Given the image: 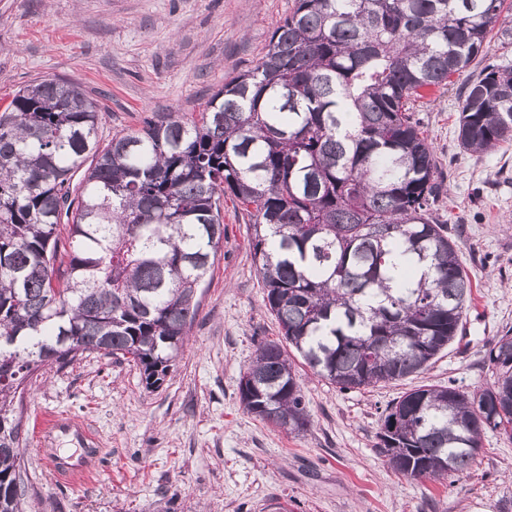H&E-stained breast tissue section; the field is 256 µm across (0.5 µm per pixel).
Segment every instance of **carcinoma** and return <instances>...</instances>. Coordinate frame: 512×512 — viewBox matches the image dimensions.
Returning <instances> with one entry per match:
<instances>
[{
  "label": "carcinoma",
  "mask_w": 512,
  "mask_h": 512,
  "mask_svg": "<svg viewBox=\"0 0 512 512\" xmlns=\"http://www.w3.org/2000/svg\"><path fill=\"white\" fill-rule=\"evenodd\" d=\"M505 0H293L263 55L198 113L170 112L101 144L97 101L43 80L0 113V512H26L18 412L39 371L84 354L126 359L159 387L188 336L224 240V196L250 217L267 310L341 390L422 374L467 319L471 278L413 117L457 88L458 142L512 143ZM81 175L74 182L75 175ZM424 267L421 277L402 269ZM472 392L420 385L390 402L378 447L410 480L475 463L486 431L512 438V336ZM239 399L262 421L311 426L288 352L262 341Z\"/></svg>",
  "instance_id": "carcinoma-1"
}]
</instances>
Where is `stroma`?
I'll return each mask as SVG.
<instances>
[{
	"label": "stroma",
	"mask_w": 512,
	"mask_h": 512,
	"mask_svg": "<svg viewBox=\"0 0 512 512\" xmlns=\"http://www.w3.org/2000/svg\"><path fill=\"white\" fill-rule=\"evenodd\" d=\"M293 0H0V111L36 80L77 82L97 100L101 135L201 110L251 68ZM446 174L433 216L472 280L466 329L428 371L342 390L299 365L312 427L294 436L248 413L238 383L263 340H280L263 300L245 213L224 203V242L199 290L189 343L146 388L138 367L89 355L48 369L24 394L20 450L31 512H512V439L487 432L477 462L444 481L395 474L377 446L387 404L419 385L486 384L488 344L512 332V145L457 143L455 90L416 114ZM68 415L100 440L97 476L73 487L42 463L36 426Z\"/></svg>",
	"instance_id": "1"
}]
</instances>
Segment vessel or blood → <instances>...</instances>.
Returning <instances> with one entry per match:
<instances>
[{"instance_id":"b4317fda","label":"vessel or blood","mask_w":512,"mask_h":512,"mask_svg":"<svg viewBox=\"0 0 512 512\" xmlns=\"http://www.w3.org/2000/svg\"><path fill=\"white\" fill-rule=\"evenodd\" d=\"M60 433L73 434L80 444L87 448L97 447L98 442L95 434L89 429L74 422L66 415L52 414L44 417L38 426L39 444L44 449V467L58 474L62 480L69 485L85 482L93 477V467L71 468L63 463L52 450L54 437Z\"/></svg>"}]
</instances>
